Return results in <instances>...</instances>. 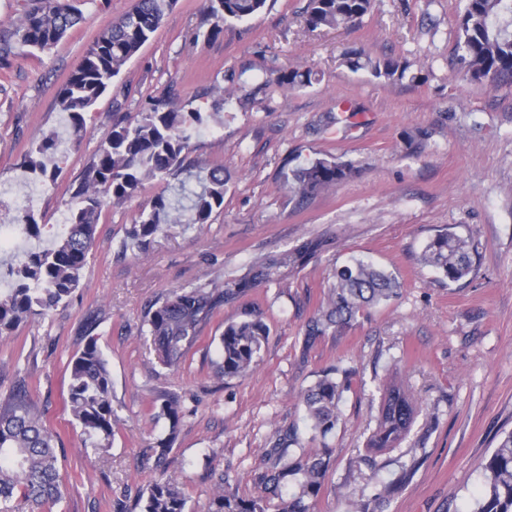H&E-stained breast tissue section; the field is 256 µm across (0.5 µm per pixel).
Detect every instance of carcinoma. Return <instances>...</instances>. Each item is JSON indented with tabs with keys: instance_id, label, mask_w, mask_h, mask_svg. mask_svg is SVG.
<instances>
[{
	"instance_id": "obj_1",
	"label": "carcinoma",
	"mask_w": 512,
	"mask_h": 512,
	"mask_svg": "<svg viewBox=\"0 0 512 512\" xmlns=\"http://www.w3.org/2000/svg\"><path fill=\"white\" fill-rule=\"evenodd\" d=\"M175 0H135L112 26L103 29L61 86L57 103L68 117L72 136L80 141L86 132L85 114L111 86L122 67L135 56L160 26ZM267 0H204L206 37H216L227 22H240L261 13ZM372 0H307L305 22L313 30L347 27L366 15ZM82 20L73 0H25L21 17L0 28V60L18 47L45 51L57 44ZM457 59L475 82L491 85L512 83V0H465L459 15ZM353 70H367L386 81L406 77L408 67L392 58H347ZM315 80L310 69H283L276 73L280 87H306ZM215 113L182 112L167 100H157L136 113L114 121L107 139L87 166L73 192L68 223L62 225L52 247L29 252L9 269L12 285L0 293V338L10 336L31 318L46 315L68 301L80 286L88 255L96 244L97 228L106 200L123 202L144 182L163 179L184 170L191 139L208 127ZM59 139L49 134L34 143L23 164L33 174L56 172ZM356 174L349 163L315 158L292 170L289 187L305 199L343 183ZM200 189L179 198L159 195L149 211L127 232L125 250L143 252L154 237L175 224H206L224 204L228 179L224 168L212 167L199 180ZM327 246L312 238L275 258L252 264L248 271L224 284H204L172 292L155 303L147 320L152 344L162 365L180 362L200 336L202 326L223 305L236 302L248 290L274 283L286 273L306 266ZM423 261L453 283L472 268L466 240L448 232L437 234L426 246ZM326 309L306 325V341L327 332L340 333L356 315L398 295L397 277L370 262L355 260L335 269ZM269 334L258 310L225 323L220 336L216 375L224 379L245 376L256 365ZM68 402L81 425L89 447L97 455L108 452L113 436L112 379L95 338L91 337L70 363ZM354 369L327 370L303 395L305 419L312 439H325L341 420L340 404ZM156 417L169 423L166 438L155 449L158 460L167 458L182 422L177 398L162 395L155 400ZM424 410L410 387L394 368L380 388L374 428L367 436L364 463L381 486L379 512L403 486L406 474L388 481L379 474L377 457L401 446L411 435ZM330 448L302 450L295 458L289 448L276 446L267 454V466L255 476L261 494L244 499L224 485L219 475L208 503V512H268L270 500H278L277 512H313L329 468ZM483 481L470 512H512V432L501 438L482 464ZM63 498L57 435L43 422L24 384L0 398V512H51ZM187 500L175 485L162 478L154 481L137 501L140 512H186Z\"/></svg>"
}]
</instances>
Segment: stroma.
Wrapping results in <instances>:
<instances>
[{"label": "stroma", "instance_id": "stroma-1", "mask_svg": "<svg viewBox=\"0 0 512 512\" xmlns=\"http://www.w3.org/2000/svg\"><path fill=\"white\" fill-rule=\"evenodd\" d=\"M75 4L83 20L56 46L16 52L0 65V186L12 190L0 221L16 214L14 193L34 181L43 188L35 210L41 235L24 237L23 249L44 247L59 232L56 219L71 206L113 113L139 112L157 98L215 113L188 159L195 171L223 167L229 185L209 223L159 233L143 253L122 252L121 243L140 211L173 195L180 177L147 181L135 197L107 203L69 301L0 339V396L27 383L61 439L64 495L52 512H135L160 477L183 491L189 512H207L220 474L238 496H257L253 476L285 431L310 444L302 394L334 366L357 373L327 439L331 462L315 512H348L354 489L374 512L380 487L360 457L374 426L370 400L393 367L433 412L378 460L387 478L414 467L388 512H470L485 458L512 431V87L459 72L463 0H375L354 26L315 30L304 21L306 0H268L262 13L225 23L206 40L195 37L204 0H177L86 113L81 142L63 140L56 179L39 181L23 170L24 155L42 135L59 133L61 85L132 0ZM352 53L398 59L416 79L352 71ZM286 68L313 69L316 79L301 89L275 85ZM322 157L352 164L355 176L305 201L289 193L286 173ZM446 231L473 248L471 272L455 283L420 260ZM314 237L329 241L317 259L218 309L178 366L160 364L144 334L157 300L242 276ZM355 259L394 273L399 296L360 313L343 334L305 344V324L324 306L334 269ZM254 308L269 327L258 365L246 377L219 379L224 324ZM91 337L112 377L114 436L102 457L85 448L67 395L68 363ZM161 393L177 397L183 411L162 469L155 447L168 422L152 409Z\"/></svg>", "mask_w": 512, "mask_h": 512}]
</instances>
